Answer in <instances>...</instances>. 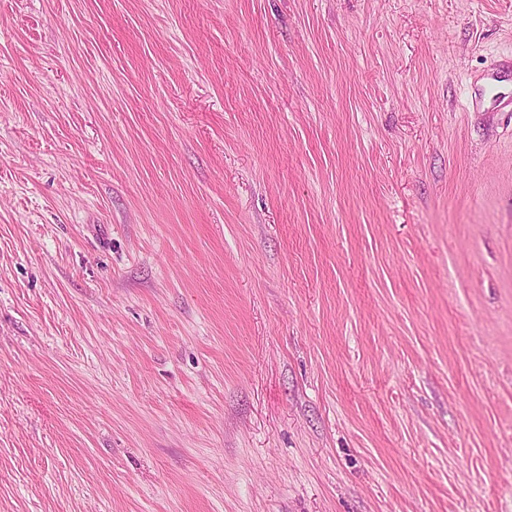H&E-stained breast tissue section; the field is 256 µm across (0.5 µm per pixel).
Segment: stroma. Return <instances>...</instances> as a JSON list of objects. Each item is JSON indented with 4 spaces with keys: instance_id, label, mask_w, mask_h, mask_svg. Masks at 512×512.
Returning <instances> with one entry per match:
<instances>
[{
    "instance_id": "stroma-1",
    "label": "stroma",
    "mask_w": 512,
    "mask_h": 512,
    "mask_svg": "<svg viewBox=\"0 0 512 512\" xmlns=\"http://www.w3.org/2000/svg\"><path fill=\"white\" fill-rule=\"evenodd\" d=\"M512 0H0V512H512Z\"/></svg>"
}]
</instances>
